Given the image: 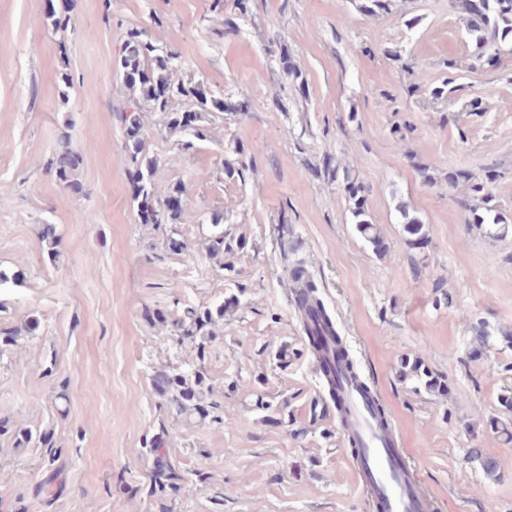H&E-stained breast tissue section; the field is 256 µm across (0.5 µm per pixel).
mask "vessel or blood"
I'll list each match as a JSON object with an SVG mask.
<instances>
[{
	"mask_svg": "<svg viewBox=\"0 0 512 512\" xmlns=\"http://www.w3.org/2000/svg\"><path fill=\"white\" fill-rule=\"evenodd\" d=\"M348 410L346 439L361 446L354 463L355 478L381 512H437L438 505L402 447L401 434L391 419H380L369 397L346 376H339Z\"/></svg>",
	"mask_w": 512,
	"mask_h": 512,
	"instance_id": "obj_1",
	"label": "vessel or blood"
}]
</instances>
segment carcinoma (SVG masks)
Wrapping results in <instances>:
<instances>
[{
  "label": "carcinoma",
  "instance_id": "obj_1",
  "mask_svg": "<svg viewBox=\"0 0 512 512\" xmlns=\"http://www.w3.org/2000/svg\"><path fill=\"white\" fill-rule=\"evenodd\" d=\"M454 6L464 16L467 30L474 38L479 57L494 58L499 46L512 38V0H454ZM70 7L63 4L62 9L50 12V18L56 30L65 33L71 25ZM177 55L163 52L157 48L140 30H132L120 48L114 67L126 89L139 104H144L149 111L163 116V124L171 134L186 137L181 148L189 150L194 142L208 138V131L203 126V114L222 112L226 109L224 99L202 82H175L172 72ZM177 100L193 103L195 110L180 112L173 108ZM126 142L124 146V163L133 170L135 182L134 202L136 203L139 221L142 224H153L155 227L170 226L171 237L168 238L169 248L174 251L187 249L184 242L176 237L178 224L186 205L185 190L175 185L168 197L161 200L154 192L153 178L156 170V159L148 156L143 133L141 112L137 109L125 114ZM81 157L69 148H64L52 162L55 176L59 183L67 188L74 187L71 180L73 171L80 165ZM349 197L354 200L352 214L358 234L377 253L388 250V243L381 235L377 225L367 219L363 198L358 196L359 187L348 185ZM483 207L471 209L472 223L491 224L499 230L508 229L505 218L491 205V197L482 198ZM224 216L215 214L211 224L217 232L206 244L209 255L215 259L223 257L246 245L245 237H235L224 233L222 229ZM289 279L294 290L292 296L294 310L308 344V351L318 363L319 372L324 379L329 400L336 408L340 422H345L346 406L344 399L336 390V366L341 368L364 389L370 385L349 357L342 336L336 330L333 319L324 302L318 295L317 285L305 262L296 260L289 267ZM240 299L232 295L216 309L186 311V318L173 321L163 316L154 318V325L176 337L181 344H196L203 349V339L216 338L214 328L224 320V312L236 306ZM398 378L414 379L424 390L445 395L448 383L440 375L426 367L423 358L415 354L403 357L398 368ZM204 377L197 371L181 372L170 375L163 372L154 379L159 393L171 399L177 412L196 414L200 417H212L221 422L224 417L214 414L219 409L218 402H207L204 399ZM469 458L479 462L490 477L497 475L498 464L482 455L480 449L469 450Z\"/></svg>",
  "mask_w": 512,
  "mask_h": 512
}]
</instances>
